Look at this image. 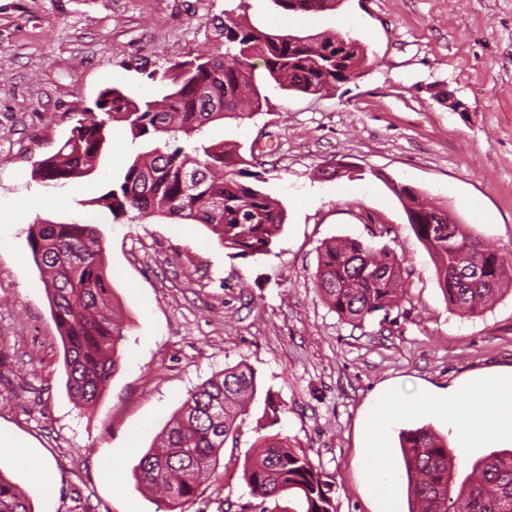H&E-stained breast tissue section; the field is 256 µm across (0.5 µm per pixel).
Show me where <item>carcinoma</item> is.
Masks as SVG:
<instances>
[{"instance_id":"cac0c4a2","label":"carcinoma","mask_w":512,"mask_h":512,"mask_svg":"<svg viewBox=\"0 0 512 512\" xmlns=\"http://www.w3.org/2000/svg\"><path fill=\"white\" fill-rule=\"evenodd\" d=\"M291 12L333 10L336 0H273ZM246 0L224 10L218 27L225 51L175 61L159 80V92L144 99L112 87L94 107L80 113L70 137L36 164L44 186L63 187L93 174L119 125L141 151L90 203L107 209L112 220L158 216L202 224L224 249L236 256L271 252L285 224L284 209L258 187L254 150L204 136L211 123L262 111L273 86L315 94L346 82L363 68L366 51L359 40L336 33H280L240 21ZM403 203L408 224L433 258L441 290L451 309L474 314L512 288V252L484 246L470 225L434 222L448 209L427 207L419 192L391 186ZM468 240L462 252L448 248L453 237ZM332 239L320 251L316 288L338 317L363 323L387 312L403 296L406 259L373 238ZM28 246L35 265L48 276L51 313L62 337L66 386L82 406L95 403L117 371L123 328L111 307L104 248L95 227L71 222L31 225ZM479 274L464 281L470 267ZM257 393L254 371L227 367L189 392L159 442L142 456L137 483L163 493L169 512H185L196 501L200 479H219L216 469L236 422ZM407 477L409 512H512V450L477 459L461 476L454 449L431 429L399 435ZM256 456L246 462L243 479L256 498L286 492L300 499L304 512H334L331 486L307 455L276 435L261 437ZM0 512H32L28 495L0 473Z\"/></svg>"}]
</instances>
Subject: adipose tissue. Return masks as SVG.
Segmentation results:
<instances>
[{"label": "adipose tissue", "instance_id": "ef3b65f1", "mask_svg": "<svg viewBox=\"0 0 512 512\" xmlns=\"http://www.w3.org/2000/svg\"><path fill=\"white\" fill-rule=\"evenodd\" d=\"M460 392L473 399L471 408L460 407L457 394L452 393L422 399L423 408L447 418L458 448L466 450L507 436L512 438V429L507 431L501 426L503 419H512V369L482 376L461 386ZM398 410L394 397L387 394L370 405L363 427L366 447H382Z\"/></svg>", "mask_w": 512, "mask_h": 512}]
</instances>
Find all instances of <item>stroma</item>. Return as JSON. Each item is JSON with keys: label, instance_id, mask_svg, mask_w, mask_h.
Listing matches in <instances>:
<instances>
[{"label": "stroma", "instance_id": "35a3bbf8", "mask_svg": "<svg viewBox=\"0 0 512 512\" xmlns=\"http://www.w3.org/2000/svg\"><path fill=\"white\" fill-rule=\"evenodd\" d=\"M228 0H0V471L34 512H165L136 483L140 458L190 390L243 363L257 394L220 453L219 479L187 512H286L287 498H254L243 480L259 437L303 450L333 485L335 512H408L400 431L447 436L420 407L484 374L512 367V292L472 317L450 310L435 265L391 190L402 183L446 205L486 244L512 251V0H341L293 13L249 0L243 22L359 39L360 75L318 94L269 89L263 111L204 134L254 147L261 188L286 220L270 254L234 256L200 224L150 217L113 221L91 205L138 151L114 129L94 174L60 189L32 177L77 115L107 87L155 96L151 73L215 49ZM356 178H339L338 164ZM95 227L122 358L96 404L66 388L62 341L33 262L35 220ZM382 241L406 258V293L389 313L354 325L314 284L320 245ZM391 392L403 411L377 452L396 476L389 503L366 482L363 422ZM279 406L264 412L265 398ZM25 445L53 470L36 486L15 454Z\"/></svg>", "mask_w": 512, "mask_h": 512}]
</instances>
